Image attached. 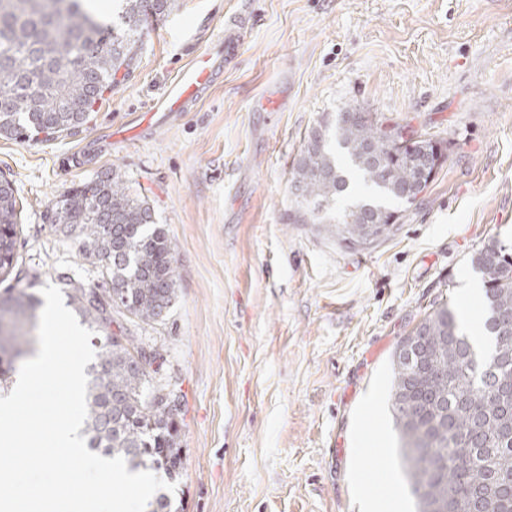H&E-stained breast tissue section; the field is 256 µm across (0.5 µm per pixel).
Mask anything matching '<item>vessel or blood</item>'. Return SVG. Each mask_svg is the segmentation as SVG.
I'll use <instances>...</instances> for the list:
<instances>
[{"label": "vessel or blood", "mask_w": 512, "mask_h": 512, "mask_svg": "<svg viewBox=\"0 0 512 512\" xmlns=\"http://www.w3.org/2000/svg\"><path fill=\"white\" fill-rule=\"evenodd\" d=\"M219 70L218 60L211 53L195 56L176 74L165 94L146 110L139 131L154 127L159 115L168 116L195 106L215 82Z\"/></svg>", "instance_id": "obj_1"}]
</instances>
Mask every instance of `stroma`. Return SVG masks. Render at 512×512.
I'll return each mask as SVG.
<instances>
[{
	"label": "stroma",
	"instance_id": "1",
	"mask_svg": "<svg viewBox=\"0 0 512 512\" xmlns=\"http://www.w3.org/2000/svg\"><path fill=\"white\" fill-rule=\"evenodd\" d=\"M247 37L208 95L149 133L136 116L225 24ZM355 106L448 144L397 231L366 247L292 224L293 167L318 122ZM119 173L176 244L177 298L133 327L182 399L181 512H415L389 408L391 356L433 304L461 310L471 257L512 240V0H180L87 124L0 138L40 284L112 289L46 207ZM391 470L399 493L356 473Z\"/></svg>",
	"mask_w": 512,
	"mask_h": 512
}]
</instances>
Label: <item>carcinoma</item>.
<instances>
[{
  "label": "carcinoma",
  "mask_w": 512,
  "mask_h": 512,
  "mask_svg": "<svg viewBox=\"0 0 512 512\" xmlns=\"http://www.w3.org/2000/svg\"><path fill=\"white\" fill-rule=\"evenodd\" d=\"M178 7L179 0H113L109 24L93 0H0V99L8 102L0 106V137L74 134L118 73L130 74L149 19ZM103 43L110 48L99 49ZM413 135L406 125L365 119L356 107L321 120L292 173L290 190L301 191L294 223L322 224L340 241L374 242L371 226L392 232L399 220H391L396 210L388 203L424 189L418 160L431 140L412 151L396 145V138ZM20 215L13 181L1 173L0 282L27 278L17 267ZM46 217L112 281L108 295L75 282L68 291L69 305L96 339L80 434L88 448L121 456L132 470H161L173 481L183 469L176 428L181 395L152 380L154 360L137 337L109 328L119 316L145 325L163 320L177 293L176 245L148 202L127 193L114 171L64 193ZM472 263L484 276L493 351L477 352L455 311L441 303L402 338L424 332L430 370L414 371L397 348L392 354L390 407L418 512H471L491 474L512 476V393L502 391L512 386V328L496 324L499 313L512 312V244L493 238ZM42 304L30 283L0 294V320L9 321L0 352L29 353Z\"/></svg>",
  "instance_id": "1"
}]
</instances>
